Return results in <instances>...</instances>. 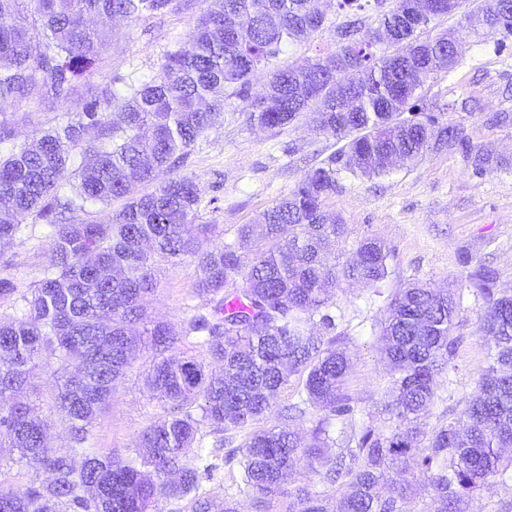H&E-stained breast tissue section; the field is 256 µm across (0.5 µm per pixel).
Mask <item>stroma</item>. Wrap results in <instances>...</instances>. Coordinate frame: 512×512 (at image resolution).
I'll return each instance as SVG.
<instances>
[{
  "mask_svg": "<svg viewBox=\"0 0 512 512\" xmlns=\"http://www.w3.org/2000/svg\"><path fill=\"white\" fill-rule=\"evenodd\" d=\"M473 6V0H465L457 13L433 21L434 31L458 32V63L428 78L418 101L419 112L434 116L438 126L455 129L456 143L432 149L416 165L380 177H357L337 168L336 188L323 202L346 226L336 250L340 261L349 260L366 237L380 239L391 252L390 274L378 287L343 280L333 299L335 334L352 359L344 391L356 408L353 423L336 436L340 448L354 446L364 425L386 435L400 429L398 420L383 412L390 375L380 335L384 310L400 288L420 281L453 290L460 300L457 333L462 342L448 373L438 379L433 406L419 423L426 433L459 415L485 364L487 349L478 325L486 304L471 272L480 266L491 269L495 294L512 295V33L468 31L465 17ZM203 7L202 0H172L158 16L136 24L116 22L111 47L95 71L80 81L81 96L97 94L116 76L132 83L149 80ZM342 20L337 8H327L314 36L286 47L267 63V70L335 53L336 26ZM341 146L332 133L316 130L307 113L281 128L260 127L251 121L245 102L233 96L224 100L223 121L200 138L178 172L198 184L197 221L212 225L211 242L219 245L234 240L240 225L260 223L273 203L291 192L308 170L328 165ZM484 147L492 149L493 160L478 173L468 154ZM50 233L49 226L37 223L31 232L0 246V278L17 288L10 300L0 303V318L21 315L25 296L50 263ZM155 274L158 288L148 312L185 331L182 345L191 347L196 337L186 332L190 321L211 311L195 292L201 271L190 260L160 258ZM152 361V353L138 354L111 408L92 428L87 441L92 451L126 459L141 432L166 414L168 402L143 386ZM57 383L54 371L40 372L30 399L51 427L53 447L65 448L69 440L53 400ZM246 436L243 429L226 433L223 448L211 459L215 469L201 491L214 502L213 512H224L225 493L236 489L240 467L225 463L224 457L238 450Z\"/></svg>",
  "mask_w": 512,
  "mask_h": 512,
  "instance_id": "1",
  "label": "stroma"
}]
</instances>
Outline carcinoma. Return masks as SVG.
<instances>
[{
	"mask_svg": "<svg viewBox=\"0 0 512 512\" xmlns=\"http://www.w3.org/2000/svg\"><path fill=\"white\" fill-rule=\"evenodd\" d=\"M171 0H0V244L22 232L33 216L52 227L51 265L31 290L20 317L0 321V458L17 450L39 461L47 478L0 488V512H155L161 497L193 496L195 512H210L199 494L211 466L201 427L223 433L275 414L273 399L294 375L304 377L302 407L324 413L312 441L303 446L288 421L255 430L241 448L243 492L253 512H267L281 496L286 471L302 465L337 496L306 484L295 489L296 512H402L416 482L432 493V512H467L474 495L495 483L512 464V296H494L491 271L475 273L487 308L479 331L487 361L477 389L457 418L418 439L408 428L385 436L362 430L356 447L327 454L336 420L353 419L344 393L350 369L336 337L323 340L319 326L335 329L332 298L343 278L374 287L388 275L389 251L375 238L358 243L357 259L330 262L346 227L323 210L336 188V169L308 171L271 206L256 232L237 230L233 243L209 244L212 225L197 224L200 193L193 178L175 170L201 136L223 119L224 94L248 103L250 117L279 128L305 112L322 130L344 141V168L365 177L391 169L390 156L413 164L435 146L457 138L435 119L403 117L416 111L422 84L451 70L449 32L430 34L419 19L401 12L402 0L380 12L361 35L362 0H337L347 19L336 26L337 54L349 62V78L336 85L326 66L307 59L271 72L264 92L252 97L259 67L284 45L308 39L323 25L311 0H207L192 30L167 53L149 81L112 86L75 100L77 83L106 53L112 22L139 21ZM469 16L485 34L512 33V0H481ZM388 32L394 54L375 52L370 40ZM65 106L64 120L40 130L31 146L14 145L15 122L34 101ZM84 145L87 162L72 170L71 151ZM157 183L149 193L136 185ZM121 202L109 221L72 223L91 204ZM255 255L242 263L238 249ZM191 259L202 276L196 294L213 304L195 317L207 357L175 349L180 332L146 316L157 289L154 258ZM458 302L415 281L399 289L382 330L391 381L385 411L412 422L434 404L436 377L448 371L460 343ZM161 356L145 378L172 411L140 435L138 450L115 460L84 448L97 416L112 406L133 353ZM75 373L58 387L55 406L71 446L46 444L47 423L21 398L37 371ZM83 457L81 467L73 457ZM408 475L386 494L384 470Z\"/></svg>",
	"mask_w": 512,
	"mask_h": 512,
	"instance_id": "cac0c4a2",
	"label": "carcinoma"
}]
</instances>
